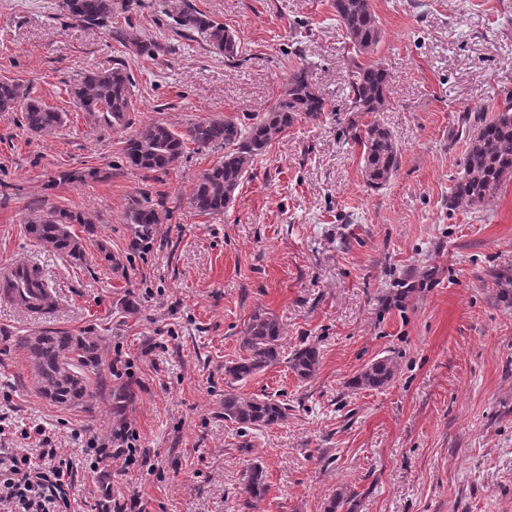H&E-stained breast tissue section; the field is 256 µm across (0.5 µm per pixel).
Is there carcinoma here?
<instances>
[{"label":"carcinoma","instance_id":"cac0c4a2","mask_svg":"<svg viewBox=\"0 0 512 512\" xmlns=\"http://www.w3.org/2000/svg\"><path fill=\"white\" fill-rule=\"evenodd\" d=\"M142 0H59L66 18L86 28L106 27L112 15L142 8ZM336 18L355 54H368L382 40V30L372 0H333ZM178 29L186 37L198 32L208 45L226 57L238 53L236 36L224 24L210 20L182 0L175 17ZM352 81L349 86L351 111L360 114L388 109L389 79L379 63L362 65L350 59ZM133 76L120 66L110 70L90 69L72 86L73 102L93 120L108 127L125 126L132 110ZM0 112H19L22 126L32 134H50L63 124V113L32 96L31 89L15 80L0 79ZM326 112L324 98L311 86L307 69L294 70L281 95L263 118L245 127L230 117H214L194 123L183 136L165 124L152 122L139 128L124 146L125 164L139 172H167L181 157L185 141L199 147L224 143V160L208 169L197 181L190 206L201 214L224 211L236 188L245 178L257 156L274 139L300 119L316 120ZM351 139L361 147L363 173L367 184L380 189L396 174L400 149L392 132L378 122L350 126ZM512 179V102L505 103L487 120L472 127L469 145L455 179L448 209L475 210L491 192ZM160 202L147 197L131 200L127 217L134 226L135 243H149L155 226L162 223ZM93 229V220L81 212L49 205L26 224L29 237L41 246L62 253L78 262L84 260L83 245L71 225ZM34 371V386L44 398L62 406L89 401L96 394V383L85 368L97 361L98 342L92 336H72L63 331H40L15 341ZM244 356L224 366L228 389L224 390V420L238 425L243 432L260 431L284 423L288 404L269 396L251 395L239 384L279 363L284 353L279 321L266 312H255L240 336ZM321 362L320 350L303 345L287 357V364L297 379L311 378ZM394 376L391 358L381 357L366 365L350 381L353 389H379ZM267 492L260 466L250 467L243 478L241 508L252 512Z\"/></svg>","mask_w":512,"mask_h":512}]
</instances>
